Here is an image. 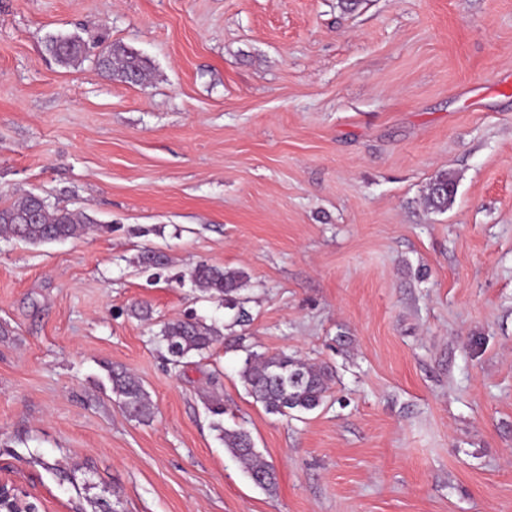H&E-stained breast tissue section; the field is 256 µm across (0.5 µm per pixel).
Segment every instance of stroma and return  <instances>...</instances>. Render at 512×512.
<instances>
[{
    "instance_id": "35a3bbf8",
    "label": "stroma",
    "mask_w": 512,
    "mask_h": 512,
    "mask_svg": "<svg viewBox=\"0 0 512 512\" xmlns=\"http://www.w3.org/2000/svg\"><path fill=\"white\" fill-rule=\"evenodd\" d=\"M102 33L142 83L46 49ZM27 192L112 227L0 237V473L43 512H512V0H0V205ZM201 261L247 273L248 322ZM188 314L223 338L176 366ZM248 349L329 365L326 402L267 413ZM448 183L454 185L448 176L438 175L429 185L428 203L436 210H446L448 204L453 200V195L448 196L447 187ZM112 392L119 398L123 412L139 421H148L153 415V405L141 381L123 369H112L108 374ZM212 428L218 432V439L241 465L250 480L266 491H273L276 487L275 470L271 464L255 452L250 433L242 427H227L220 418L212 422ZM259 474L267 475V479L265 481L257 480L256 477Z\"/></svg>"
}]
</instances>
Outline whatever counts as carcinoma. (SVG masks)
<instances>
[{
    "label": "carcinoma",
    "mask_w": 512,
    "mask_h": 512,
    "mask_svg": "<svg viewBox=\"0 0 512 512\" xmlns=\"http://www.w3.org/2000/svg\"><path fill=\"white\" fill-rule=\"evenodd\" d=\"M48 50L65 66L83 62L89 53L88 44L78 37L54 38L50 40ZM95 63L98 68L109 73L113 71L130 83H140L146 76L143 59L123 46L106 45L95 56ZM448 183V177L438 175L429 185L427 200L436 210L447 209L453 200L447 192ZM89 228L91 219L86 213L52 206L32 193L0 206V234L30 245L65 241ZM189 279L200 291L224 298V307L238 310V319L247 316L243 301L238 297L244 285L243 272L200 262L189 271ZM159 336L166 342L173 364L179 365L190 356L208 350L221 338V331L202 320L185 318L163 323ZM108 377L123 412L139 421L150 420L153 405L141 381L123 369L110 370ZM239 377L251 397L267 412L286 416L292 411L309 412L320 407L327 397L333 374L327 367L309 364L285 352L269 355L249 351ZM211 413L217 416L212 428L218 432L224 448L255 485L273 491L275 470L255 452L250 433L241 427L225 426L220 419L224 410L216 400L211 404Z\"/></svg>",
    "instance_id": "1"
}]
</instances>
